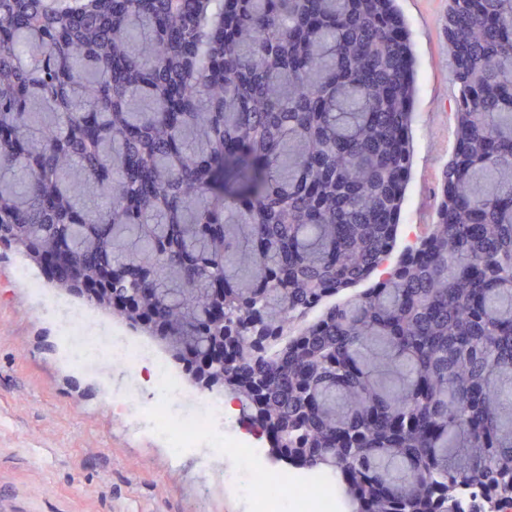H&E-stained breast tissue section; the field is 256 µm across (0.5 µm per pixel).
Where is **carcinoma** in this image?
I'll use <instances>...</instances> for the list:
<instances>
[{
	"mask_svg": "<svg viewBox=\"0 0 512 512\" xmlns=\"http://www.w3.org/2000/svg\"><path fill=\"white\" fill-rule=\"evenodd\" d=\"M0 0V232L224 391L357 512L512 504V0H448L456 138L414 151L395 0ZM388 266L362 295L328 303Z\"/></svg>",
	"mask_w": 512,
	"mask_h": 512,
	"instance_id": "carcinoma-1",
	"label": "carcinoma"
}]
</instances>
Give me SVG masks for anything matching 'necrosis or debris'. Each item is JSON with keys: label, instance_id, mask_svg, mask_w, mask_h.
I'll return each instance as SVG.
<instances>
[{"label": "necrosis or debris", "instance_id": "1", "mask_svg": "<svg viewBox=\"0 0 512 512\" xmlns=\"http://www.w3.org/2000/svg\"><path fill=\"white\" fill-rule=\"evenodd\" d=\"M85 320L83 311H66L65 333L78 337L82 349L112 361L130 375L149 373L159 389V399L151 412L153 427L174 451L193 447L203 436L211 438L216 453H223L227 448L236 449L243 460L246 484L256 512H279V494L284 490L302 512H336L337 501L324 475L317 472L288 475L265 467L257 441L230 424L223 394L197 395L190 413L170 418L171 406L182 399L183 393L167 365L155 358L145 345L131 338L87 335Z\"/></svg>", "mask_w": 512, "mask_h": 512}]
</instances>
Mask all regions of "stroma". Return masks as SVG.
Returning a JSON list of instances; mask_svg holds the SVG:
<instances>
[{
    "instance_id": "1",
    "label": "stroma",
    "mask_w": 512,
    "mask_h": 512,
    "mask_svg": "<svg viewBox=\"0 0 512 512\" xmlns=\"http://www.w3.org/2000/svg\"><path fill=\"white\" fill-rule=\"evenodd\" d=\"M416 54L414 163L397 243L406 225L435 221L439 173L455 140L459 88L448 58V0H396ZM45 273L0 246V512H250L231 479L233 457L202 463V449L172 459L140 420L157 395L116 365L75 362L57 308L81 305L55 287L32 293ZM84 306V305H81ZM88 332L125 333L108 312L84 306ZM134 394L129 408L116 398Z\"/></svg>"
}]
</instances>
